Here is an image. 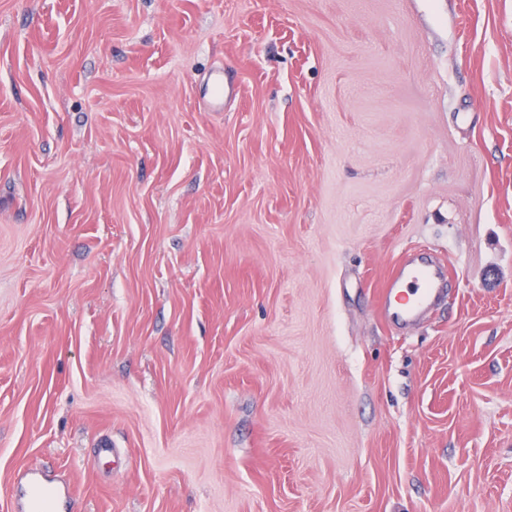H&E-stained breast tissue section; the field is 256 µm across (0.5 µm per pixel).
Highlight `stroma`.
<instances>
[{
	"instance_id": "35a3bbf8",
	"label": "stroma",
	"mask_w": 512,
	"mask_h": 512,
	"mask_svg": "<svg viewBox=\"0 0 512 512\" xmlns=\"http://www.w3.org/2000/svg\"><path fill=\"white\" fill-rule=\"evenodd\" d=\"M29 465L82 512H512V0H0V512ZM443 271L432 266L422 254L409 255L395 270L385 288L391 312L387 308L388 316L401 325H409L416 321L420 313L429 307L438 295V288L442 283ZM410 283L416 288L413 298L395 307L391 303V296L396 288Z\"/></svg>"
}]
</instances>
